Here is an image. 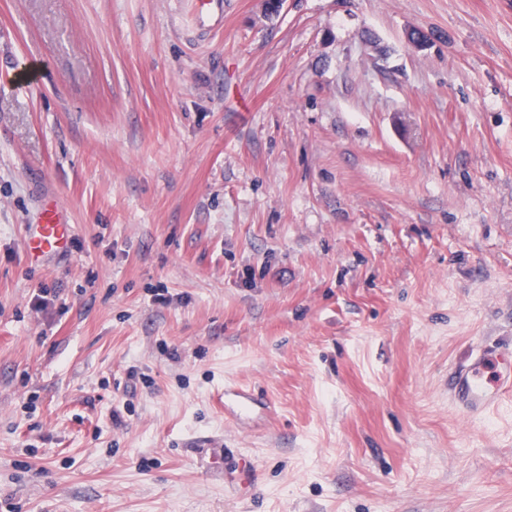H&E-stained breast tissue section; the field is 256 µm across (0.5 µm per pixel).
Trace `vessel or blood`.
Listing matches in <instances>:
<instances>
[{"instance_id": "b4317fda", "label": "vessel or blood", "mask_w": 512, "mask_h": 512, "mask_svg": "<svg viewBox=\"0 0 512 512\" xmlns=\"http://www.w3.org/2000/svg\"><path fill=\"white\" fill-rule=\"evenodd\" d=\"M70 226L58 206L46 207L40 223L29 228V242L43 253L67 248ZM512 390V348L484 347L448 375V393L463 412L481 414L493 408L503 395ZM255 406L247 390L225 387L224 407L231 414L247 413Z\"/></svg>"}]
</instances>
